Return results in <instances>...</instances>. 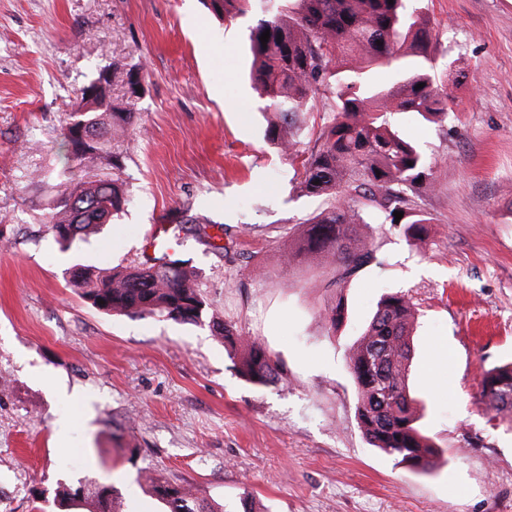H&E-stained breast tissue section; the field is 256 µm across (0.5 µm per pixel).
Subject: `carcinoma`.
<instances>
[{"mask_svg":"<svg viewBox=\"0 0 512 512\" xmlns=\"http://www.w3.org/2000/svg\"><path fill=\"white\" fill-rule=\"evenodd\" d=\"M215 17L232 20L255 6L262 13L249 30L254 64L250 79L266 100V138L291 159L303 157L297 189L324 196L329 204L305 222L286 254L288 262L318 261L334 267L333 284L341 288L370 264L382 265L372 225L399 223L412 246L428 236L433 217L416 199L434 187L435 164L423 148L389 122L394 113H412L444 126L453 100L436 75L438 38L420 4L409 0H203ZM268 42L261 43L263 32ZM408 59L383 80L374 71ZM112 67V84H134L144 66ZM424 87L417 88L418 84ZM326 100L331 118L321 129L320 145L299 150L304 127L299 116ZM69 115L63 128L68 165L57 197L41 223L63 247L85 240L102 226V212H121L123 156L112 143L128 136L133 114L111 101L92 103L86 114L94 139L73 147ZM101 164L113 176L95 181L75 178L74 170ZM403 213L395 220L393 212ZM80 295L107 315L159 317L184 324L209 321L212 336L224 344L234 367L257 386L288 382V369L256 339L209 311L199 276L187 261L166 255L159 263L110 272L81 265L72 272ZM347 319L343 298L326 314L329 329ZM416 309L405 293L384 295L359 336L347 347V364L355 385V416L368 443L394 456L415 472H426L439 447L417 426L419 416L407 381L411 330ZM488 409L512 429V361L489 369L481 382ZM143 485L168 506V512H223L205 506L182 487L153 475ZM59 512H121V496L112 486L86 477L79 486L56 494Z\"/></svg>","mask_w":512,"mask_h":512,"instance_id":"carcinoma-1","label":"carcinoma"}]
</instances>
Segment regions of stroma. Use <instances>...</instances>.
Wrapping results in <instances>:
<instances>
[{"mask_svg":"<svg viewBox=\"0 0 512 512\" xmlns=\"http://www.w3.org/2000/svg\"><path fill=\"white\" fill-rule=\"evenodd\" d=\"M436 70L455 105L445 126L398 114L438 169L419 249L388 224L386 257L342 290L325 267L287 264L288 241L326 207L299 195L300 161L263 137L248 79L259 10L217 20L201 0H0V490L11 512H52L59 486L93 475L124 512H165L147 472L238 512H512V432L481 380L512 359V0H423ZM143 65L118 144L128 203L61 250L39 219L58 191L62 127L106 64ZM206 218L210 243L180 252L209 308L283 360L288 384L243 380L207 324L111 316L70 269L140 263L158 224ZM230 252H223V244ZM388 291L418 311L408 383L443 450L415 473L370 447L355 419L344 348ZM344 299L348 321L329 334Z\"/></svg>","mask_w":512,"mask_h":512,"instance_id":"35a3bbf8","label":"stroma"}]
</instances>
